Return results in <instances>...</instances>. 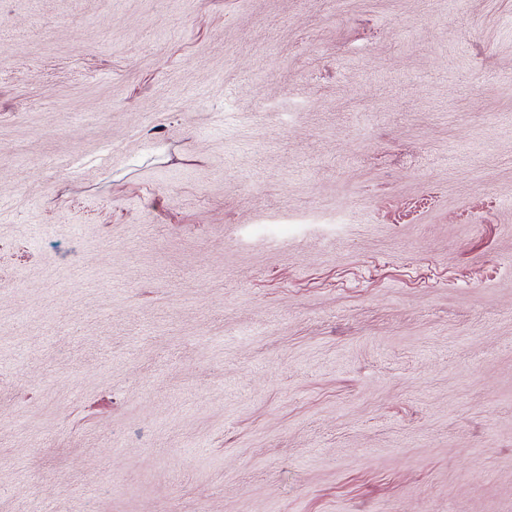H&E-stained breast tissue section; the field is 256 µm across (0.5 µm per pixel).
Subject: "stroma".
Wrapping results in <instances>:
<instances>
[{
  "label": "stroma",
  "instance_id": "35a3bbf8",
  "mask_svg": "<svg viewBox=\"0 0 512 512\" xmlns=\"http://www.w3.org/2000/svg\"><path fill=\"white\" fill-rule=\"evenodd\" d=\"M512 512V0H0V512Z\"/></svg>",
  "mask_w": 512,
  "mask_h": 512
}]
</instances>
